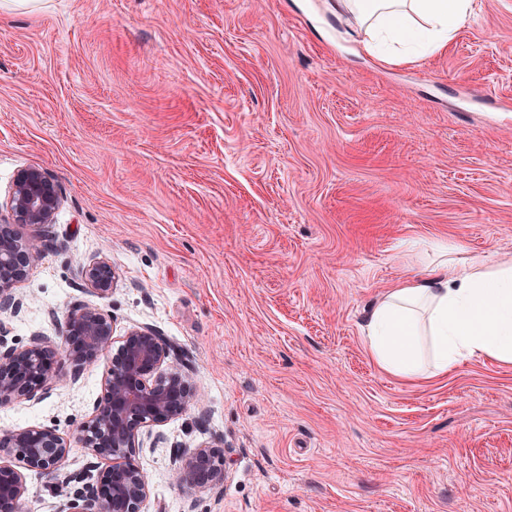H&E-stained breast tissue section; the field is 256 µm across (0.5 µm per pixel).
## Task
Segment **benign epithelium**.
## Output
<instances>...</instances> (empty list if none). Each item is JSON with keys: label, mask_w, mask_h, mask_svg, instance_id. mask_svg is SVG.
I'll use <instances>...</instances> for the list:
<instances>
[{"label": "benign epithelium", "mask_w": 512, "mask_h": 512, "mask_svg": "<svg viewBox=\"0 0 512 512\" xmlns=\"http://www.w3.org/2000/svg\"><path fill=\"white\" fill-rule=\"evenodd\" d=\"M62 204L54 181L41 169H22L0 203V404L32 399L49 392L67 375L107 358L103 393L79 442L101 465L96 481L73 490L76 512H141L150 494L147 472L135 460V442L145 428L160 426L188 411L199 396L188 383L176 350L148 326H132L115 338L112 318L99 308L79 306L60 325L56 353L32 337L24 347L7 346L4 318L20 308L14 288L49 246V225ZM13 224H30L40 233L22 238ZM81 278L105 298L116 276L102 258L81 266ZM72 450L70 440L51 428L30 426L0 435V512H23L26 492L21 469L57 478ZM182 486L209 488L224 484V448L220 440L184 449L173 470Z\"/></svg>", "instance_id": "obj_1"}]
</instances>
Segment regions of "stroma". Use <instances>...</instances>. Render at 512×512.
Returning <instances> with one entry per match:
<instances>
[{
  "instance_id": "1",
  "label": "stroma",
  "mask_w": 512,
  "mask_h": 512,
  "mask_svg": "<svg viewBox=\"0 0 512 512\" xmlns=\"http://www.w3.org/2000/svg\"><path fill=\"white\" fill-rule=\"evenodd\" d=\"M328 2L0 4V201L26 167L63 197L9 344L58 346L99 307L158 330L201 396L139 435L141 512H512V367L408 381L362 338L408 244L512 260V0H475L416 64L372 58ZM108 365L0 404V433L75 439ZM214 438L223 487L176 485ZM25 509L72 512L35 471ZM80 273L84 284L94 294L105 298L111 293L116 276L112 264L106 259H92L84 263Z\"/></svg>"
}]
</instances>
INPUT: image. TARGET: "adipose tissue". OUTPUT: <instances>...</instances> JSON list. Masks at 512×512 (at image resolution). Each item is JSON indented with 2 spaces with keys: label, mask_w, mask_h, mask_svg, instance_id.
I'll return each instance as SVG.
<instances>
[{
  "label": "adipose tissue",
  "mask_w": 512,
  "mask_h": 512,
  "mask_svg": "<svg viewBox=\"0 0 512 512\" xmlns=\"http://www.w3.org/2000/svg\"><path fill=\"white\" fill-rule=\"evenodd\" d=\"M473 0H336L372 37L444 48ZM375 363L402 379L447 375L467 361L512 365V262L471 256L457 244L417 262L369 311L363 328Z\"/></svg>",
  "instance_id": "1"
}]
</instances>
